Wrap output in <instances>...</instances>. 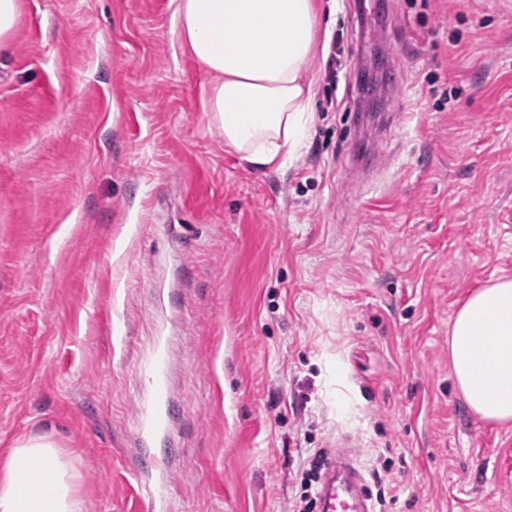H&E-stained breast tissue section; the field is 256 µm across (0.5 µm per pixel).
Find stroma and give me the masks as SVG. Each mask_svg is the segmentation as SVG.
Wrapping results in <instances>:
<instances>
[{
  "instance_id": "stroma-1",
  "label": "stroma",
  "mask_w": 512,
  "mask_h": 512,
  "mask_svg": "<svg viewBox=\"0 0 512 512\" xmlns=\"http://www.w3.org/2000/svg\"><path fill=\"white\" fill-rule=\"evenodd\" d=\"M285 167L224 145L176 0H20L0 48V459L54 434L83 512H147L141 377L168 357L172 512H288L306 451L381 455L388 512H512V424L448 365L512 278V0H322ZM344 52L327 77L333 36ZM395 63L391 120L359 68Z\"/></svg>"
}]
</instances>
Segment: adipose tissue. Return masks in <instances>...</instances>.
Returning a JSON list of instances; mask_svg holds the SVG:
<instances>
[{"instance_id": "1", "label": "adipose tissue", "mask_w": 512, "mask_h": 512, "mask_svg": "<svg viewBox=\"0 0 512 512\" xmlns=\"http://www.w3.org/2000/svg\"><path fill=\"white\" fill-rule=\"evenodd\" d=\"M176 17L181 44L213 77L203 109L225 146L256 168L283 164L313 120L319 0H178ZM448 361L473 414L512 422V279L463 301ZM79 480L51 435L18 440L0 464V512H81Z\"/></svg>"}]
</instances>
